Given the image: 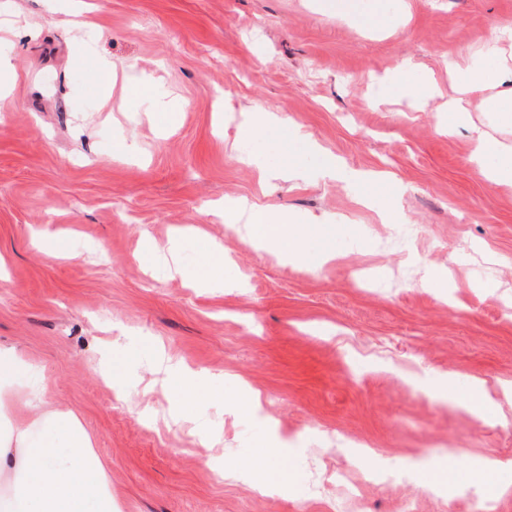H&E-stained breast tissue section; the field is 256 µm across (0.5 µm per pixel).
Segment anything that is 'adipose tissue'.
I'll list each match as a JSON object with an SVG mask.
<instances>
[{
    "label": "adipose tissue",
    "instance_id": "obj_1",
    "mask_svg": "<svg viewBox=\"0 0 512 512\" xmlns=\"http://www.w3.org/2000/svg\"><path fill=\"white\" fill-rule=\"evenodd\" d=\"M449 73L458 74L456 94L449 99L447 110L461 125H469L476 148L471 157L478 174L493 187L512 186V140L497 142L487 149L486 131L469 123V104L473 97L483 99L485 111L498 113L503 127L512 128V87L491 92V76L482 68L460 69L449 63ZM217 213L226 224L242 227L246 238L259 245L286 248L292 260L304 259L298 249L301 228L294 217L283 212H271L265 206L247 199L229 200L218 205ZM202 262L194 280L200 288H246L242 277L224 274V249L214 243L201 246ZM166 386L176 402V412L200 397H221L224 387L209 378L186 371L180 364L166 361ZM47 421L53 426L52 435L34 446H26V432H19L24 457L14 464L12 490L21 500L24 512H112V494L105 471L96 458L91 439L82 431L77 417L70 412L55 411ZM281 453L277 441L265 443V453L255 465L251 476L260 490L286 488L293 478L288 469L275 463Z\"/></svg>",
    "mask_w": 512,
    "mask_h": 512
}]
</instances>
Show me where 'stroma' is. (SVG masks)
Instances as JSON below:
<instances>
[{"label": "stroma", "instance_id": "35a3bbf8", "mask_svg": "<svg viewBox=\"0 0 512 512\" xmlns=\"http://www.w3.org/2000/svg\"><path fill=\"white\" fill-rule=\"evenodd\" d=\"M501 25L512 0H0L13 66L0 350L29 365L21 381L42 399L16 419L28 442L52 432L43 411H72L114 512H512V187L476 173L471 134L445 108L449 60L496 71ZM427 75L441 96L415 94ZM144 77L171 111L132 104L126 87ZM256 107L289 121L264 130L265 152L242 123ZM314 145L394 181L322 178ZM272 163L306 176L260 188ZM395 185L398 237L365 203ZM242 197L328 216L302 236L311 261L205 212ZM179 228L171 275L143 238L164 246ZM204 237L246 290L188 287ZM323 251L335 259L317 264ZM446 267L449 294L422 286ZM159 352L245 382L260 409L201 400L173 421ZM476 379L495 403L482 416L447 400ZM200 425L215 433L205 448ZM278 430L295 481L262 493L247 472ZM458 458L488 464L491 480L424 485ZM381 465L408 477L363 478Z\"/></svg>", "mask_w": 512, "mask_h": 512}]
</instances>
